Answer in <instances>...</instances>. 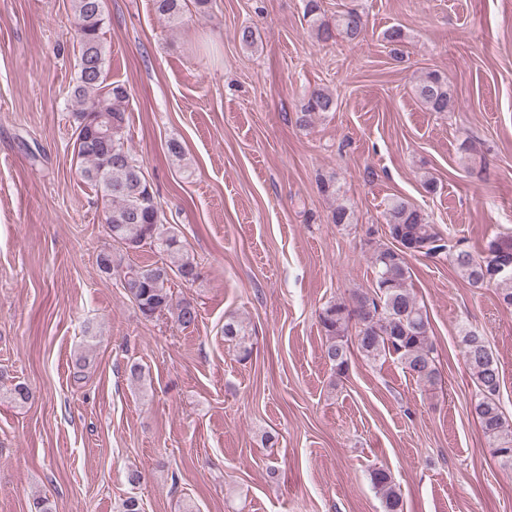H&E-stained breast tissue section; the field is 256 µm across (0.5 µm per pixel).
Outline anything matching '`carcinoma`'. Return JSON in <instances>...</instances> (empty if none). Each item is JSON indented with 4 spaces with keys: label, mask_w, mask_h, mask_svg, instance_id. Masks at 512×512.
<instances>
[{
    "label": "carcinoma",
    "mask_w": 512,
    "mask_h": 512,
    "mask_svg": "<svg viewBox=\"0 0 512 512\" xmlns=\"http://www.w3.org/2000/svg\"><path fill=\"white\" fill-rule=\"evenodd\" d=\"M185 6V0H155L157 13L168 21L178 20ZM305 10L310 27L324 43L338 35L355 40L367 28L365 14L354 7L342 10L331 22L322 16L317 0H307ZM104 24V0H73L72 26L79 57L71 98L78 106L74 151L80 160L79 172L101 193L104 223L112 242L127 253L147 246L160 254L161 261L124 265L108 249L98 254L97 266L105 276L120 278L122 288L145 319L168 312L179 326L187 328L197 322L198 309L187 299L173 304L165 283L173 272L193 284L200 279L201 269L178 235L164 228V216L146 180L143 164L125 143L129 93L123 85L107 82ZM415 91L427 110H451L450 86L437 72L421 75ZM334 106L331 94L323 89L312 90L298 117L299 125L309 126L313 116L329 112ZM384 219L393 244L377 246L370 253L372 288L355 291L350 302L336 301L320 314V327L326 337L324 355L337 374L346 373L348 335L352 332L358 351L367 360L395 355L412 377L433 384L438 380L439 369L427 313L408 287V258L443 255L471 286L495 289L501 304L512 308V236L491 240L484 256L451 248L429 217L399 196L387 201ZM501 267L508 271L498 272ZM224 340L237 345L241 358L249 356L240 322L224 323ZM460 343L462 357L477 386L471 413L494 454L512 466V428L505 425L499 400L502 372L498 362L479 330L463 329ZM4 398L22 406L33 400L34 394L19 383ZM371 481L382 496L384 512H402L401 494L390 472L375 469Z\"/></svg>",
    "instance_id": "cac0c4a2"
}]
</instances>
